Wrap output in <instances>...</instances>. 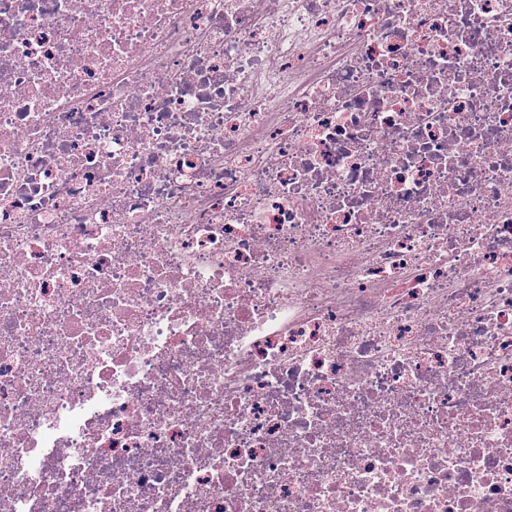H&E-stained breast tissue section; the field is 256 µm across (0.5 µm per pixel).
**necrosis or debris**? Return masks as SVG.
Returning a JSON list of instances; mask_svg holds the SVG:
<instances>
[{
    "mask_svg": "<svg viewBox=\"0 0 512 512\" xmlns=\"http://www.w3.org/2000/svg\"><path fill=\"white\" fill-rule=\"evenodd\" d=\"M0 512H512V0H0Z\"/></svg>",
    "mask_w": 512,
    "mask_h": 512,
    "instance_id": "obj_1",
    "label": "necrosis or debris"
}]
</instances>
